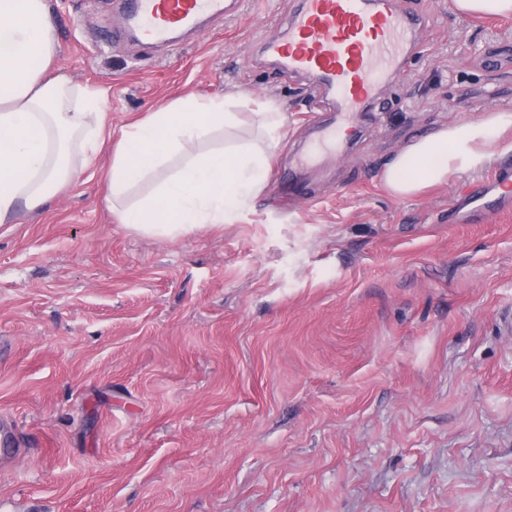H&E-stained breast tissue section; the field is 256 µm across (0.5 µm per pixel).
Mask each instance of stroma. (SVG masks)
<instances>
[{
	"instance_id": "1",
	"label": "stroma",
	"mask_w": 512,
	"mask_h": 512,
	"mask_svg": "<svg viewBox=\"0 0 512 512\" xmlns=\"http://www.w3.org/2000/svg\"><path fill=\"white\" fill-rule=\"evenodd\" d=\"M422 53L352 142L295 159L327 104L261 51L295 0H246L178 45L120 38L114 0H45L53 71L104 91L105 129L188 97L241 122L187 157L255 143L284 114L265 188L193 234L122 224L110 151L0 224V512H512V206L448 207L491 168L393 197L385 164L459 117L512 111V16L396 0ZM299 187L304 201L289 203ZM282 112L275 111L271 106H265V112H257L256 115L261 116V126L265 137L271 143H277L280 131L284 125Z\"/></svg>"
}]
</instances>
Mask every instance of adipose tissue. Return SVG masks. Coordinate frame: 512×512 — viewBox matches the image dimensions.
Here are the masks:
<instances>
[{"instance_id": "adipose-tissue-1", "label": "adipose tissue", "mask_w": 512, "mask_h": 512, "mask_svg": "<svg viewBox=\"0 0 512 512\" xmlns=\"http://www.w3.org/2000/svg\"><path fill=\"white\" fill-rule=\"evenodd\" d=\"M2 37L9 41L0 50V224H6L18 206L38 208L48 191L80 177V168L66 159L69 134L90 132L88 146L94 153L105 138L100 95L85 90L77 104H69L64 78L45 76L55 55L45 0H0ZM238 123V113L213 100L180 99L150 113L123 129L117 141L108 173L109 197L120 199L186 144ZM511 133V112L492 110L449 122L397 152L383 170L384 184L402 198L448 184L460 172L485 167ZM269 165V153L256 144L196 155L152 197L119 210V219L170 235L221 224L229 210L262 189Z\"/></svg>"}]
</instances>
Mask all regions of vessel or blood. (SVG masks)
Here are the masks:
<instances>
[{"label":"vessel or blood","mask_w":512,"mask_h":512,"mask_svg":"<svg viewBox=\"0 0 512 512\" xmlns=\"http://www.w3.org/2000/svg\"><path fill=\"white\" fill-rule=\"evenodd\" d=\"M118 2L131 39L156 45L195 29L202 18L236 15L242 0ZM423 23L422 17L396 8L392 0H301L263 49L283 70L315 77L313 97L333 93L336 119L346 130L358 113L374 105L379 85L407 64L417 47L415 32ZM511 187L512 167H499L468 194L467 202L485 213L500 210Z\"/></svg>","instance_id":"obj_1"}]
</instances>
